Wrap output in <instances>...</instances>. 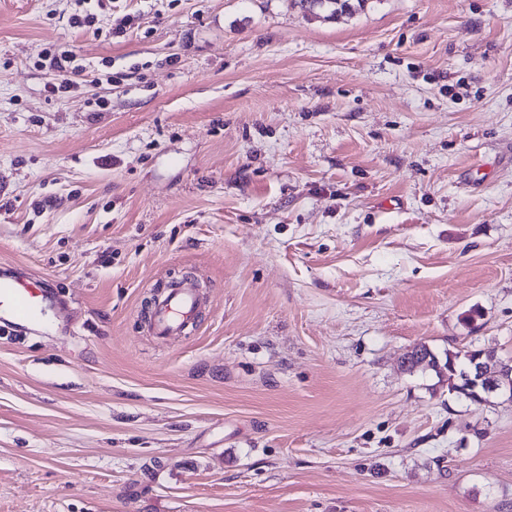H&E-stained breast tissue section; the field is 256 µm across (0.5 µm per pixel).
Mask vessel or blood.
<instances>
[{
  "mask_svg": "<svg viewBox=\"0 0 512 512\" xmlns=\"http://www.w3.org/2000/svg\"><path fill=\"white\" fill-rule=\"evenodd\" d=\"M46 292L44 281L15 272L0 273V323L39 326L43 323ZM200 296L193 286L181 284L159 295L152 311L151 329L161 337L181 335L196 316Z\"/></svg>",
  "mask_w": 512,
  "mask_h": 512,
  "instance_id": "1",
  "label": "vessel or blood"
}]
</instances>
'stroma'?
<instances>
[{"instance_id": "35a3bbf8", "label": "stroma", "mask_w": 512, "mask_h": 512, "mask_svg": "<svg viewBox=\"0 0 512 512\" xmlns=\"http://www.w3.org/2000/svg\"><path fill=\"white\" fill-rule=\"evenodd\" d=\"M8 267L0 512H512V400L400 368L512 358V0H0ZM301 9L310 14H318L317 11L329 10L331 16L342 13H353L356 10H361L365 7L367 0H299ZM39 57L47 67L53 78L47 84V91L55 94L74 85L73 78L82 76L83 69L73 66L75 55L70 50L59 51L53 47L43 48ZM46 286L38 277L0 273V323L37 327L45 317ZM199 307L200 296L196 289L180 284L156 298L151 330L156 336H180L186 321L196 316ZM418 349V350H417ZM484 353L477 357L474 362L471 371H464L462 377L464 380V390L469 393V387L475 390L480 384L482 385V394L475 393L474 401L476 403H482L486 401V397L491 395H507L503 391V386L500 381V364L496 363L494 370H492L490 363L485 362L489 356L496 358L498 361H511V359L504 360L498 357L495 350L485 349H466L459 350L456 352L446 350L444 352V360L440 359L438 354L435 353L429 346L425 344L417 345L411 349V352L405 354L406 360L410 363L407 369H403L404 372L414 374L417 371L433 370L440 374L443 370L448 371V379L452 376H457L458 373L467 364L471 362L477 355ZM482 363H477L481 358ZM426 362L417 369H414L416 364ZM457 372V373H456ZM494 372V373H493ZM473 374H476V378L473 379ZM475 382V384L473 383Z\"/></svg>"}]
</instances>
